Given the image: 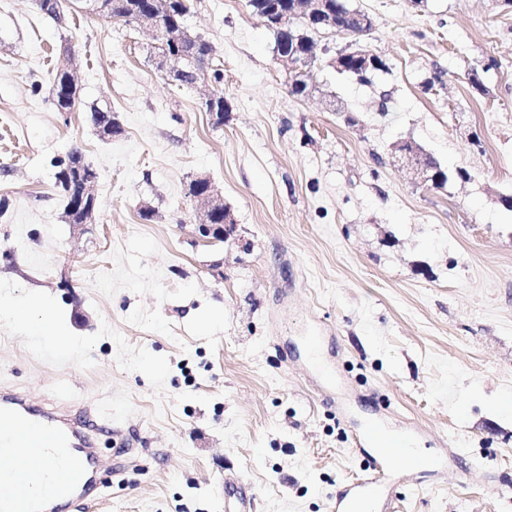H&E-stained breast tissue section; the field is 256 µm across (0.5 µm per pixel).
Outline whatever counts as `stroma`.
Instances as JSON below:
<instances>
[{
  "label": "stroma",
  "instance_id": "obj_1",
  "mask_svg": "<svg viewBox=\"0 0 512 512\" xmlns=\"http://www.w3.org/2000/svg\"><path fill=\"white\" fill-rule=\"evenodd\" d=\"M349 4L388 72L327 67L297 99L248 0H190L231 105L217 126L158 71L149 32L0 0V390L67 394L123 432L100 440L114 475L89 512H224L228 477L252 512H330L368 420L453 467L397 475L394 512H512V410L489 407L512 401V9ZM67 46L81 103L65 119L50 88ZM93 105L121 134L99 135ZM402 139L444 188L392 163ZM75 147L97 172L82 231L52 166ZM199 176L236 221L228 240L195 229ZM33 301L58 340L16 325Z\"/></svg>",
  "mask_w": 512,
  "mask_h": 512
}]
</instances>
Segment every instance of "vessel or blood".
I'll return each mask as SVG.
<instances>
[{
    "mask_svg": "<svg viewBox=\"0 0 512 512\" xmlns=\"http://www.w3.org/2000/svg\"><path fill=\"white\" fill-rule=\"evenodd\" d=\"M98 432L90 410L77 413L61 404L39 421L21 393L0 391V454L13 460L0 471V512H57L62 496L75 512H86L93 476L112 473L111 460L97 446ZM359 442L373 453L361 475L339 486L331 512H372L375 503H390L386 478L394 464L411 474L438 465L408 439L388 437L376 421L364 424Z\"/></svg>",
    "mask_w": 512,
    "mask_h": 512,
    "instance_id": "obj_1",
    "label": "vessel or blood"
}]
</instances>
